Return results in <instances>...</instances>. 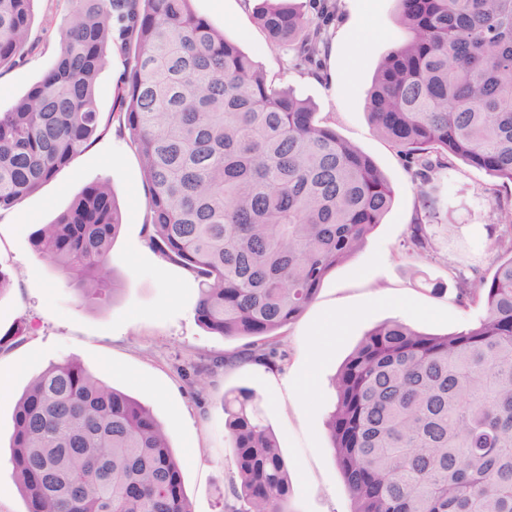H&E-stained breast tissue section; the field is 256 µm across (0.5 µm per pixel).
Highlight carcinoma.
<instances>
[{"mask_svg": "<svg viewBox=\"0 0 512 512\" xmlns=\"http://www.w3.org/2000/svg\"><path fill=\"white\" fill-rule=\"evenodd\" d=\"M52 65L0 112V209L35 193L107 129L96 103L106 53L132 60L119 122L148 186L149 247L200 279L208 332L246 338L240 362L280 368L279 330L358 253L393 204L378 164L268 79L191 0H66ZM261 0L256 20L321 77L338 0ZM403 41L378 64L368 120L422 210L408 251L438 255L434 176L458 158L512 184V0H395ZM33 0H0V67L28 52ZM485 225L491 271L455 268L467 329L399 320L369 330L334 379L328 422L352 512H512V195ZM122 214L110 182L84 186L32 243L89 309L123 291L112 262ZM237 480L224 512H290L288 465L247 390L224 394ZM9 462L25 512H192L166 428L76 361L49 364L13 414ZM136 496H126L127 486Z\"/></svg>", "mask_w": 512, "mask_h": 512, "instance_id": "carcinoma-1", "label": "carcinoma"}]
</instances>
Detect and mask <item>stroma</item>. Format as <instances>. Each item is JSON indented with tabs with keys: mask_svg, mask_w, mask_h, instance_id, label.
<instances>
[{
	"mask_svg": "<svg viewBox=\"0 0 512 512\" xmlns=\"http://www.w3.org/2000/svg\"><path fill=\"white\" fill-rule=\"evenodd\" d=\"M258 2L192 0V8L236 41L278 86L310 101L318 119L370 155L394 190L390 211L363 249L329 272L316 300L281 330V370L306 379V389L293 395L273 391L266 367L236 362L241 339L199 325V281L147 245L148 189L141 161L126 131L111 124L37 192L0 211V270L9 280L0 294V337L14 335L13 345L0 350V373L9 377L8 392L0 395V512H24L8 462L16 403L49 363L66 359L129 393L167 427L193 512H222V496L235 477L223 399L238 388L255 393L263 419L278 437L294 512H351L326 429L339 367L364 334L385 321L450 333L473 319V312L452 301L451 269L470 263L489 267L484 226L491 221V200L500 182L454 161L434 180L437 258L406 252L403 241L420 206L418 187L365 111L378 63L403 38L394 21L395 0H339L319 79L298 65L292 49L268 44L254 19ZM65 13L64 0H34L32 49L19 62L0 68V110L13 105L47 70L59 48ZM105 180L123 212L112 260L125 286L113 304L91 310L79 305L63 273L37 256L31 237L66 209L83 186ZM435 284L442 293L432 292ZM330 316L338 327L335 337L318 335ZM216 357L224 358L223 367L211 368ZM185 366L203 371L209 382L203 395H196L182 375Z\"/></svg>",
	"mask_w": 512,
	"mask_h": 512,
	"instance_id": "1",
	"label": "stroma"
}]
</instances>
